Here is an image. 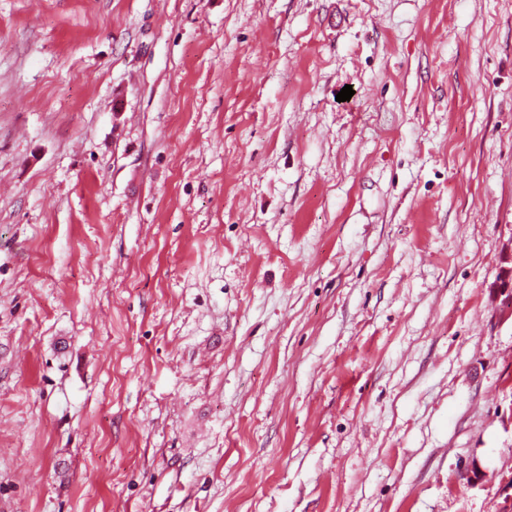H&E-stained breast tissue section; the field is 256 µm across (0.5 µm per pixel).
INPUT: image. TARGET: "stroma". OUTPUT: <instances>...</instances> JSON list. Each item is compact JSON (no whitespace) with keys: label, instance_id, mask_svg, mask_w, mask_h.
<instances>
[{"label":"stroma","instance_id":"35a3bbf8","mask_svg":"<svg viewBox=\"0 0 512 512\" xmlns=\"http://www.w3.org/2000/svg\"><path fill=\"white\" fill-rule=\"evenodd\" d=\"M511 249L512 0H0V512H502Z\"/></svg>","mask_w":512,"mask_h":512}]
</instances>
